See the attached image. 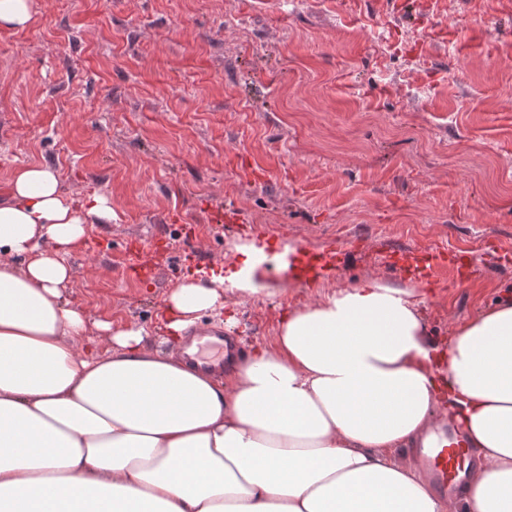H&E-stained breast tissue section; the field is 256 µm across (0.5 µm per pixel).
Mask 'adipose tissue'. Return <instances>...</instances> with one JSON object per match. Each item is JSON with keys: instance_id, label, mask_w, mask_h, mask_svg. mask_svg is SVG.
<instances>
[{"instance_id": "adipose-tissue-1", "label": "adipose tissue", "mask_w": 512, "mask_h": 512, "mask_svg": "<svg viewBox=\"0 0 512 512\" xmlns=\"http://www.w3.org/2000/svg\"><path fill=\"white\" fill-rule=\"evenodd\" d=\"M111 221L45 165L0 197V512H512V299L435 343L409 289H324L218 379L138 326L91 341L66 257ZM259 251L172 288L170 341L223 317L219 286L257 293ZM443 420L480 454L459 500L400 455Z\"/></svg>"}]
</instances>
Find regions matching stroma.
I'll return each mask as SVG.
<instances>
[{
    "label": "stroma",
    "instance_id": "stroma-1",
    "mask_svg": "<svg viewBox=\"0 0 512 512\" xmlns=\"http://www.w3.org/2000/svg\"><path fill=\"white\" fill-rule=\"evenodd\" d=\"M0 28V196L42 164L71 196H108L67 258L90 323L148 346L191 272L240 246H343L340 284L416 289L430 337L512 296V0H30ZM494 21L488 29L472 15ZM147 246L158 281L129 269ZM467 255L433 277L392 250ZM256 265L269 290L225 292L241 354L316 289Z\"/></svg>",
    "mask_w": 512,
    "mask_h": 512
}]
</instances>
